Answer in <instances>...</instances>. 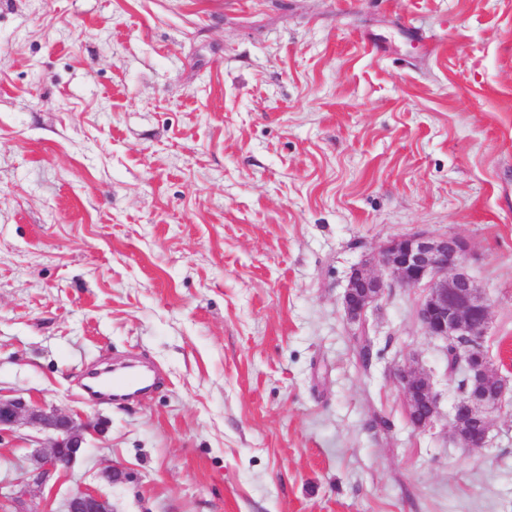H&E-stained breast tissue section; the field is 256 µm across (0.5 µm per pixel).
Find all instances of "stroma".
I'll use <instances>...</instances> for the list:
<instances>
[{
	"label": "stroma",
	"mask_w": 512,
	"mask_h": 512,
	"mask_svg": "<svg viewBox=\"0 0 512 512\" xmlns=\"http://www.w3.org/2000/svg\"><path fill=\"white\" fill-rule=\"evenodd\" d=\"M415 232L467 241L512 383V0H0V395L98 426L29 507L512 512V391L485 447L454 439L420 290L369 311L355 363L348 277ZM128 358L161 383L91 399ZM35 440L0 441V482ZM397 381L408 411L409 423L415 430H423L430 426L438 416L437 396L429 379L419 370L405 366L394 369ZM411 406L417 407L416 415L421 412L420 419L411 417ZM62 512H112L106 496L90 488H80L68 495L62 505Z\"/></svg>",
	"instance_id": "obj_1"
}]
</instances>
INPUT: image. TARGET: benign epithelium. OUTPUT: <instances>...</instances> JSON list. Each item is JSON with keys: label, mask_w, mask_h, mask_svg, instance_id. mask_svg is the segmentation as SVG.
Wrapping results in <instances>:
<instances>
[{"label": "benign epithelium", "mask_w": 512, "mask_h": 512, "mask_svg": "<svg viewBox=\"0 0 512 512\" xmlns=\"http://www.w3.org/2000/svg\"><path fill=\"white\" fill-rule=\"evenodd\" d=\"M467 252L465 241L458 236L416 233L390 238L375 257L351 271L342 299L347 322L364 332L367 311L377 306L388 289L420 288L423 295L417 315L426 335L456 347L458 361H469L470 347L483 342L486 335L490 305L486 294L464 270ZM377 264L384 267L389 279L374 271ZM491 374V365L482 363L479 378H469L471 387L460 391L454 406L452 432H458L466 421L481 428L480 434L467 438L468 448L486 445L490 415L506 401L507 383L503 378L499 379V392L493 399L473 392V387ZM393 375L406 407L415 406L422 414L419 419L409 418V423L416 430L430 426L438 416V403L429 379L419 370L403 365ZM21 424L48 431L53 438L49 446H38L30 453L29 467L16 483L18 490L4 502L7 512H30L25 508L28 488H42L70 469L84 449L86 434L95 430L90 423L53 405L38 406L20 396H0V441L12 436ZM62 512H112V506L98 491L80 488L64 500Z\"/></svg>", "instance_id": "benign-epithelium-1"}]
</instances>
